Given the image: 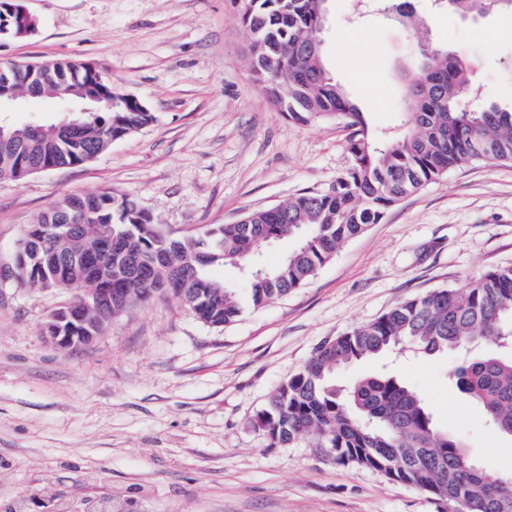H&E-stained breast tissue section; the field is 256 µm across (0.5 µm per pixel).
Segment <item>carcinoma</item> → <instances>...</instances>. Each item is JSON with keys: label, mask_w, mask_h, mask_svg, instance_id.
<instances>
[{"label": "carcinoma", "mask_w": 512, "mask_h": 512, "mask_svg": "<svg viewBox=\"0 0 512 512\" xmlns=\"http://www.w3.org/2000/svg\"><path fill=\"white\" fill-rule=\"evenodd\" d=\"M462 14L512 9V0H436ZM17 0H0V31L14 30ZM324 0H245L239 20L252 34V69L278 111L308 123L336 118L351 129L348 168L324 193H302L278 206L243 215L242 224H217L198 237L171 241L134 200L109 192L67 196L41 213L34 226L48 230L67 215L81 225L78 238L53 236L41 266L17 248L22 284L46 288L51 274L87 288L110 287L126 300L112 316L155 295L154 285L177 272L176 297L212 327L234 322L247 306L262 308L304 286L346 240L379 224L403 198L474 161L512 163V106L481 101L471 65L430 38L415 35L418 71L408 77L404 132L373 135L359 108L329 74L319 29ZM74 76L69 60L44 71L49 87ZM154 121L151 112L119 105L87 114L75 131L46 138L19 158L0 151V178L24 179L43 161L74 166ZM112 237V266L85 258V249ZM296 238L298 245L271 268L251 271L239 289L213 278L215 265L242 268L260 242ZM492 343L502 354L477 352ZM407 345L424 356L463 352L450 377L474 399L495 429L512 437V268H493L461 290L441 289L408 299L377 320L325 343L273 393L256 424L270 447L309 437L339 464L373 469L387 478L465 503V512H512V491L502 492L466 454L463 442L441 429L420 394L393 375L347 386L336 371Z\"/></svg>", "instance_id": "cac0c4a2"}]
</instances>
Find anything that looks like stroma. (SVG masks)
<instances>
[{
    "label": "stroma",
    "instance_id": "stroma-1",
    "mask_svg": "<svg viewBox=\"0 0 512 512\" xmlns=\"http://www.w3.org/2000/svg\"><path fill=\"white\" fill-rule=\"evenodd\" d=\"M36 19L0 37V61L95 64L141 100L151 124L94 159L0 180V512L37 497L53 512H455L454 504L343 466L309 440L269 447L255 425L277 387L325 341L406 299L458 289L512 266V163L448 172L344 242L303 287L226 327L157 295L112 319L92 343L40 333L80 294L30 288L11 274L25 229L63 197L109 192L188 239L303 192L346 169L336 120L300 124L274 107L251 69L242 0H24ZM435 44L471 64L484 95L512 103V12L463 18L416 0ZM350 0H328L321 34L331 76L374 133L402 130L412 32ZM455 353L365 359L336 382L394 366L492 478L512 473V438L448 381Z\"/></svg>",
    "mask_w": 512,
    "mask_h": 512
}]
</instances>
